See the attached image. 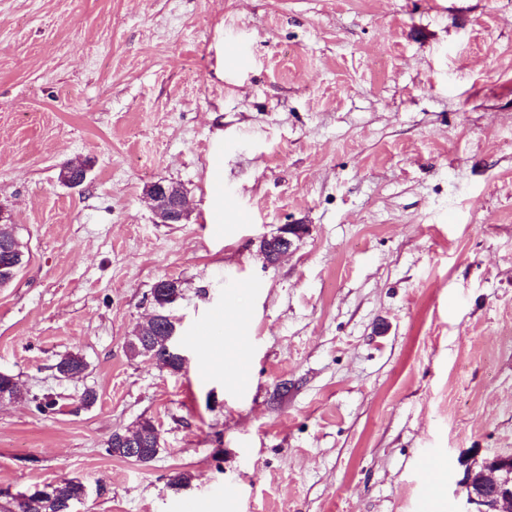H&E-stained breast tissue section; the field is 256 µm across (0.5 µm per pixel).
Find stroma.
I'll return each mask as SVG.
<instances>
[{
  "mask_svg": "<svg viewBox=\"0 0 512 512\" xmlns=\"http://www.w3.org/2000/svg\"><path fill=\"white\" fill-rule=\"evenodd\" d=\"M0 210V505L77 478L73 512H467L462 461L512 453V0H0ZM172 278L179 372L127 351ZM231 298L244 389L188 341ZM146 420L154 460L106 453ZM144 195L158 224H182L188 220L189 208L184 188L174 182L148 185ZM308 232V225L286 224L280 231L270 237L259 239V251L268 265H275L291 253L296 240ZM236 333L239 336H235L238 342V363L240 367L241 379L239 381V387H244L248 381L249 368L252 357V337L242 336L248 333L247 325H240L236 328Z\"/></svg>",
  "mask_w": 512,
  "mask_h": 512,
  "instance_id": "35a3bbf8",
  "label": "stroma"
}]
</instances>
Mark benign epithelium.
<instances>
[{
	"label": "benign epithelium",
	"instance_id": "1",
	"mask_svg": "<svg viewBox=\"0 0 512 512\" xmlns=\"http://www.w3.org/2000/svg\"><path fill=\"white\" fill-rule=\"evenodd\" d=\"M65 183L79 187L87 179L89 167L82 160L65 164ZM144 195L150 204L157 224H183L189 208L184 188L174 182H155L148 185ZM308 232L306 224H286L270 237L259 239V251L269 265L279 263L291 253L295 241ZM467 490V501L473 512H512V454H498L483 460L480 466L464 463L460 480Z\"/></svg>",
	"mask_w": 512,
	"mask_h": 512
}]
</instances>
